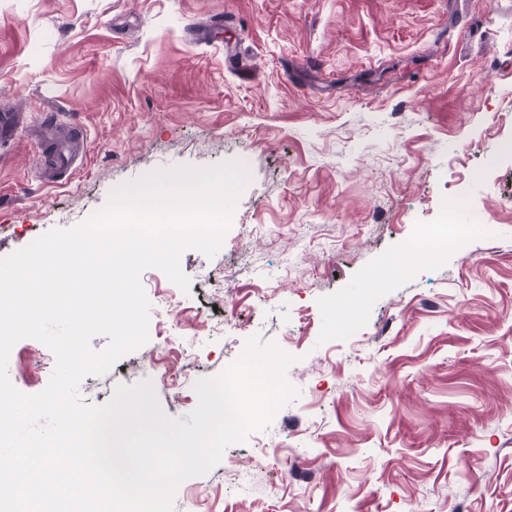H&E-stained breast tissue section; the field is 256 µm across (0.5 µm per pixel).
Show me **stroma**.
I'll list each match as a JSON object with an SVG mask.
<instances>
[{
	"mask_svg": "<svg viewBox=\"0 0 512 512\" xmlns=\"http://www.w3.org/2000/svg\"><path fill=\"white\" fill-rule=\"evenodd\" d=\"M2 112L0 258L152 172L249 171L189 291L144 270L148 341L78 387L150 378L183 419L251 336L295 356L173 512H512V0H0ZM452 222L463 249L390 269ZM52 356L17 342L15 388Z\"/></svg>",
	"mask_w": 512,
	"mask_h": 512,
	"instance_id": "1",
	"label": "stroma"
}]
</instances>
